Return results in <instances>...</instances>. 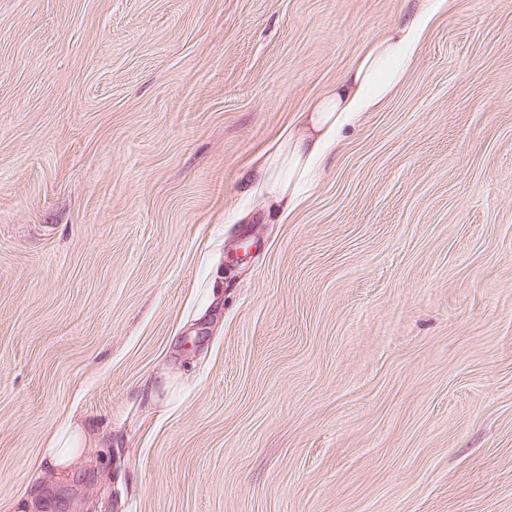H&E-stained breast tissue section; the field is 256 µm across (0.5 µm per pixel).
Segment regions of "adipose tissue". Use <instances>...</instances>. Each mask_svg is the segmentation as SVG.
Here are the masks:
<instances>
[{"label":"adipose tissue","instance_id":"ef3b65f1","mask_svg":"<svg viewBox=\"0 0 512 512\" xmlns=\"http://www.w3.org/2000/svg\"><path fill=\"white\" fill-rule=\"evenodd\" d=\"M447 6V0H422L411 17L370 43L348 74L300 113L295 127L266 153L253 194L263 197L272 209L292 210L315 171L335 152L345 131L363 113L376 109L401 83L425 31ZM90 442L80 424H67L60 434L51 436L47 461L56 470H68L78 448Z\"/></svg>","mask_w":512,"mask_h":512}]
</instances>
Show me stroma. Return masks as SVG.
Segmentation results:
<instances>
[{
	"instance_id": "1",
	"label": "stroma",
	"mask_w": 512,
	"mask_h": 512,
	"mask_svg": "<svg viewBox=\"0 0 512 512\" xmlns=\"http://www.w3.org/2000/svg\"><path fill=\"white\" fill-rule=\"evenodd\" d=\"M416 8L0 0V512H512V0L246 192ZM91 439L79 423L69 421L60 434L51 436L49 446L45 448L46 460L57 471L68 470L78 456L77 448L89 445Z\"/></svg>"
}]
</instances>
